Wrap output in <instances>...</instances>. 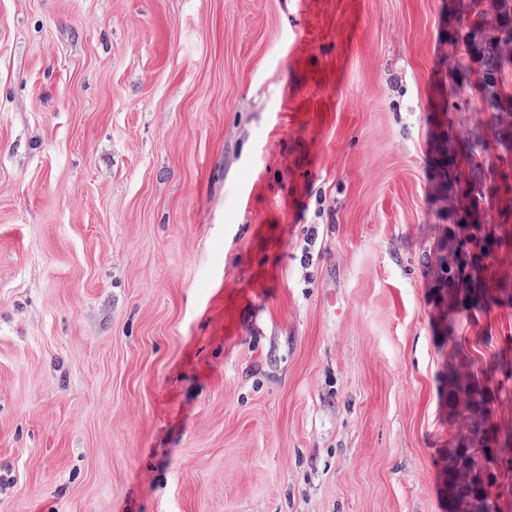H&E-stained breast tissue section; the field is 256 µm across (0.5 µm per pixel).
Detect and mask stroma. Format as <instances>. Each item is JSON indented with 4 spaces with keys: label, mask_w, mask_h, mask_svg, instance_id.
<instances>
[{
    "label": "stroma",
    "mask_w": 512,
    "mask_h": 512,
    "mask_svg": "<svg viewBox=\"0 0 512 512\" xmlns=\"http://www.w3.org/2000/svg\"><path fill=\"white\" fill-rule=\"evenodd\" d=\"M471 1L0 0V512H468L472 448L512 512Z\"/></svg>",
    "instance_id": "35a3bbf8"
}]
</instances>
